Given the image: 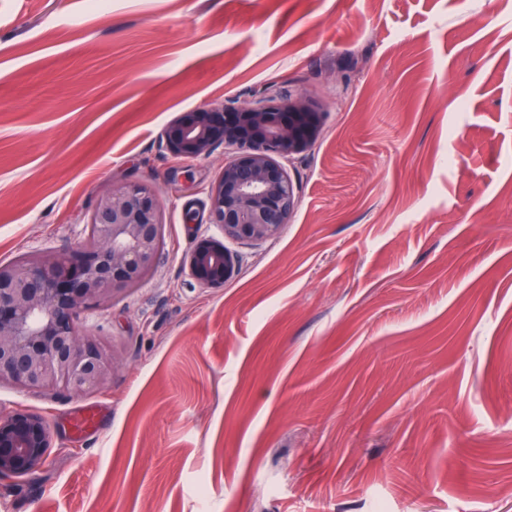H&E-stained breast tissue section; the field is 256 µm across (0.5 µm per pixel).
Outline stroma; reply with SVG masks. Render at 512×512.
I'll return each instance as SVG.
<instances>
[{
	"mask_svg": "<svg viewBox=\"0 0 512 512\" xmlns=\"http://www.w3.org/2000/svg\"><path fill=\"white\" fill-rule=\"evenodd\" d=\"M318 104L279 236H219L192 109ZM158 197L154 275L84 331L117 364L45 416L46 467L0 512H512V0H0V263L74 250L108 185ZM100 407L76 436L69 417Z\"/></svg>",
	"mask_w": 512,
	"mask_h": 512,
	"instance_id": "1",
	"label": "stroma"
}]
</instances>
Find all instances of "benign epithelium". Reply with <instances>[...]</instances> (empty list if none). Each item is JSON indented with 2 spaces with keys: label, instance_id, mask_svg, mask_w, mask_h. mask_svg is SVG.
Instances as JSON below:
<instances>
[{
  "label": "benign epithelium",
  "instance_id": "1",
  "mask_svg": "<svg viewBox=\"0 0 512 512\" xmlns=\"http://www.w3.org/2000/svg\"><path fill=\"white\" fill-rule=\"evenodd\" d=\"M321 131L314 102L280 93L251 106H199L168 127L159 150L174 158L193 162L221 144L233 149L207 188L209 218L222 238L195 239L186 262L192 279L223 287L239 267L224 240L262 243L280 233L298 202L280 159L307 152ZM163 237L154 191L138 182L111 185L97 200L81 249L0 264V382L71 395L103 387L114 360L81 336L82 316L111 306L118 293L143 282L161 256ZM52 448L45 416L0 405V479L36 474Z\"/></svg>",
  "mask_w": 512,
  "mask_h": 512
}]
</instances>
